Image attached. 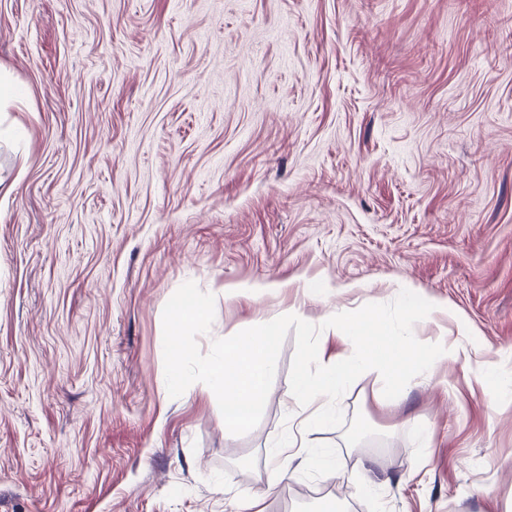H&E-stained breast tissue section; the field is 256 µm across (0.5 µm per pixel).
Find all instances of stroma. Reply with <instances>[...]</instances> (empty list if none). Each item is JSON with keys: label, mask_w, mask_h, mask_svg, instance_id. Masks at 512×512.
<instances>
[{"label": "stroma", "mask_w": 512, "mask_h": 512, "mask_svg": "<svg viewBox=\"0 0 512 512\" xmlns=\"http://www.w3.org/2000/svg\"><path fill=\"white\" fill-rule=\"evenodd\" d=\"M0 72V512L512 507V0H0ZM189 280L204 353L412 288L415 337L468 357L388 406L364 372L307 435L336 471L272 486L295 336L230 434L167 392Z\"/></svg>", "instance_id": "obj_1"}]
</instances>
